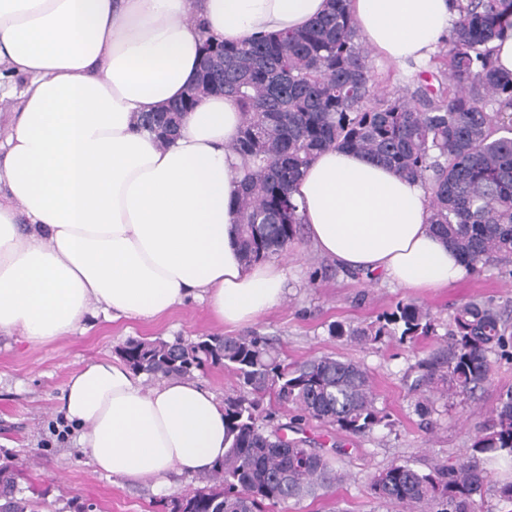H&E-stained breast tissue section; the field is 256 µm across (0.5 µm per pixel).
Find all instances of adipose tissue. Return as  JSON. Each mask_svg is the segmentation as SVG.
Returning a JSON list of instances; mask_svg holds the SVG:
<instances>
[{
  "instance_id": "1",
  "label": "adipose tissue",
  "mask_w": 512,
  "mask_h": 512,
  "mask_svg": "<svg viewBox=\"0 0 512 512\" xmlns=\"http://www.w3.org/2000/svg\"><path fill=\"white\" fill-rule=\"evenodd\" d=\"M361 38L388 63L428 62L456 0H346ZM327 0H0V65L21 86L0 140V335L42 346L103 310L152 322L202 297L223 326L279 306L286 271L245 264L235 200L233 98L201 97L161 144L139 126L195 82L205 39L242 42L307 26ZM293 196L314 248L405 288L467 271L430 231L420 182L369 156L316 153ZM97 471L130 483L194 475L224 458V404L193 379L145 387L103 358L66 382L57 407Z\"/></svg>"
}]
</instances>
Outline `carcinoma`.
<instances>
[{
	"instance_id": "1",
	"label": "carcinoma",
	"mask_w": 512,
	"mask_h": 512,
	"mask_svg": "<svg viewBox=\"0 0 512 512\" xmlns=\"http://www.w3.org/2000/svg\"><path fill=\"white\" fill-rule=\"evenodd\" d=\"M459 18L439 53L417 67L410 96L379 97L371 83L369 48L346 9L329 0L307 27L247 42H212L195 88L141 126L175 136L199 95L221 93L242 112L229 150L244 161L237 199L241 258L251 264L279 254L302 224L293 183L320 151L363 152L418 180L429 198V224L468 266L512 257V75L494 65L490 42L512 29V0H457ZM329 333L373 345L384 337L414 344L436 335V319L413 301L401 302L367 328L337 323ZM512 348V322L493 300L465 303L448 322V339L409 390L416 411L433 410L435 378L448 396L473 395L488 384L497 357ZM123 361L151 377L187 379L222 368L236 380L224 399L232 440L224 460L202 476L205 486L172 503V512H267L329 492L346 479L328 456L285 427L258 424L264 404L292 406L307 417L359 435L385 424L369 370L323 355L289 363L264 336L203 334L194 340L129 339ZM512 462V388L476 428L474 441L452 464L423 472L393 462L369 477L377 500L401 512H483L482 464ZM18 471L0 463V512H38Z\"/></svg>"
}]
</instances>
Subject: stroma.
<instances>
[{
  "mask_svg": "<svg viewBox=\"0 0 512 512\" xmlns=\"http://www.w3.org/2000/svg\"><path fill=\"white\" fill-rule=\"evenodd\" d=\"M278 259L288 270L285 299L253 325L240 328V335L272 337L282 358L290 362L327 354L360 361L371 371L378 405L392 424L349 435L312 418L301 421L300 437L322 446L348 478L322 498L276 505L269 512H395L392 505L371 496L369 475L395 461L422 471L455 461L471 446L476 426L500 391L512 387V360L502 359L477 399L460 397L452 404L440 400L426 417L417 414L408 390L418 363L439 350L456 307L492 298L512 317V262H495L447 288L427 292L341 270L317 253L303 234ZM410 300L436 318V336L413 345L386 341L364 347L329 334L331 324L364 325ZM219 330L205 305L191 299L157 325L100 318L86 335L37 348L21 337L1 336L0 462L16 466L22 487L34 489L43 501L42 512H76L82 502L93 504L94 512H170L171 501L199 488L198 477L176 476L165 488L125 484L95 470L76 432L60 438L49 426L57 418L68 377L91 361L117 357L128 339H193Z\"/></svg>",
  "mask_w": 512,
  "mask_h": 512,
  "instance_id": "35a3bbf8",
  "label": "stroma"
}]
</instances>
